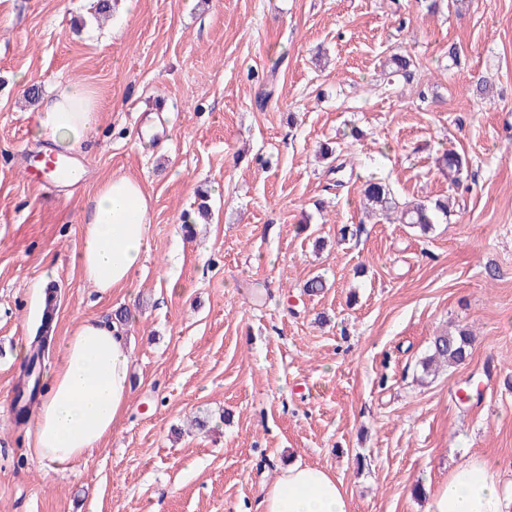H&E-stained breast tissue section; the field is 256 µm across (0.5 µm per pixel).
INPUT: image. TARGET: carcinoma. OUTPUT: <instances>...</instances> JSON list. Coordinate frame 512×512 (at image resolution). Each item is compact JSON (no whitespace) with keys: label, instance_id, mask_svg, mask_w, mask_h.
Listing matches in <instances>:
<instances>
[{"label":"carcinoma","instance_id":"carcinoma-1","mask_svg":"<svg viewBox=\"0 0 512 512\" xmlns=\"http://www.w3.org/2000/svg\"><path fill=\"white\" fill-rule=\"evenodd\" d=\"M411 66L410 58L403 55H394L385 65V71L389 75L409 74ZM439 169L448 173L451 186H460L462 178L469 169L467 157L453 149H449L437 159ZM365 208L369 216L382 217L391 222L406 224L410 228H417L422 233L431 229L441 217H448V201L437 199L435 201H398L389 184L379 179H370L364 184L362 190ZM53 315L42 317L41 324L31 342L30 352L25 359L26 377L31 382V389L27 396L22 393L16 395V415L18 421H23L33 403L36 402L38 389V374L41 368L42 344L38 343L39 337L49 335L52 332ZM473 338L471 334L460 329L455 333L443 331L432 338L429 353L422 359L421 368L424 376H431L442 367L458 366L471 355Z\"/></svg>","mask_w":512,"mask_h":512}]
</instances>
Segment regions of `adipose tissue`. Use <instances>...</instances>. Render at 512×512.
<instances>
[{
	"instance_id": "adipose-tissue-1",
	"label": "adipose tissue",
	"mask_w": 512,
	"mask_h": 512,
	"mask_svg": "<svg viewBox=\"0 0 512 512\" xmlns=\"http://www.w3.org/2000/svg\"><path fill=\"white\" fill-rule=\"evenodd\" d=\"M99 111L91 88L71 81L35 114L33 135L52 149L79 153L90 141ZM150 201L138 181L100 182L73 254L85 279L100 292L124 287L150 247ZM131 392V353L123 328L84 319L60 345L34 420L37 455L59 468L86 455L118 426ZM261 512H350L341 481L300 461L279 468L259 503ZM428 512H512V498L484 461L459 464L432 496Z\"/></svg>"
}]
</instances>
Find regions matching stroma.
Segmentation results:
<instances>
[{"label": "stroma", "instance_id": "obj_1", "mask_svg": "<svg viewBox=\"0 0 512 512\" xmlns=\"http://www.w3.org/2000/svg\"><path fill=\"white\" fill-rule=\"evenodd\" d=\"M394 53L414 76L389 85ZM73 80L102 108L91 178L64 191L24 94ZM326 140L349 168L316 157ZM448 148L470 159L453 191ZM111 175L149 197L151 249L103 295L71 255ZM372 176L454 210L425 236L370 219ZM203 198L210 220L185 230ZM50 288L45 369L79 319L132 316L129 409L64 470L13 409ZM457 326L469 359L421 379L431 336ZM468 458L512 493V0H111L103 17L0 0V512H260L296 460L342 481L350 512H426Z\"/></svg>", "mask_w": 512, "mask_h": 512}]
</instances>
